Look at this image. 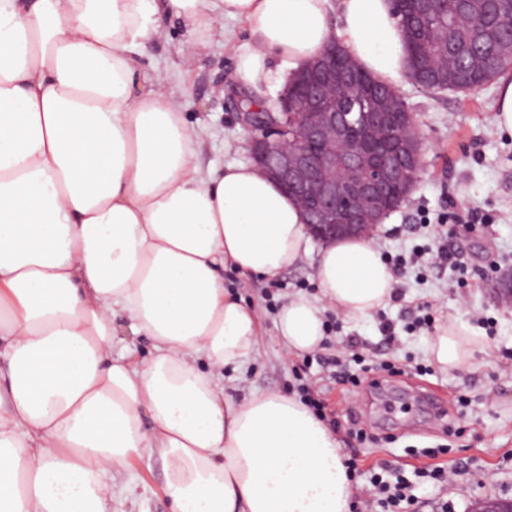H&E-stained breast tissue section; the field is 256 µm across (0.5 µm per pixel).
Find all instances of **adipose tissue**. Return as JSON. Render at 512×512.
<instances>
[{
  "instance_id": "adipose-tissue-1",
  "label": "adipose tissue",
  "mask_w": 512,
  "mask_h": 512,
  "mask_svg": "<svg viewBox=\"0 0 512 512\" xmlns=\"http://www.w3.org/2000/svg\"><path fill=\"white\" fill-rule=\"evenodd\" d=\"M245 24L253 89L332 39L385 84L407 73L393 0H0V512H112L114 474L158 455L171 512H351L339 436L301 401L226 395L259 353L258 313L225 269L275 277L314 256L317 295L275 330L325 341L327 310L370 316L395 274L371 239L313 248L299 202L250 163L202 169L203 129L166 78L140 72L160 16L196 38ZM153 342L116 356L117 321ZM485 340L441 326L429 352L465 365Z\"/></svg>"
}]
</instances>
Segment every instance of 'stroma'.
Here are the masks:
<instances>
[{
	"instance_id": "stroma-1",
	"label": "stroma",
	"mask_w": 512,
	"mask_h": 512,
	"mask_svg": "<svg viewBox=\"0 0 512 512\" xmlns=\"http://www.w3.org/2000/svg\"><path fill=\"white\" fill-rule=\"evenodd\" d=\"M217 25L226 38H214L186 70L182 55L191 35L179 20L162 17L161 36L143 60L145 72L166 77L188 119L203 126L199 162L206 168L247 161L239 120L244 103L257 95L275 104L280 90L274 83L256 92L241 83L236 51L249 43V33L230 19ZM497 88L492 82L469 94L434 93L408 79L397 86L423 135L424 167L408 198L377 226L372 240L385 256L427 248V261L395 268L402 295L380 313L348 320L327 311L334 330L321 349L325 357L358 353L371 379L381 375L379 359L405 365L384 395L359 387L343 390L319 365L307 369L302 356H283L275 308L289 295L316 294L313 257L272 280L224 272L226 287L257 309L262 327L259 355L247 363L239 381L227 385V393L239 399L255 390L274 391L297 398L306 388L312 397L325 399L335 411L344 453L356 464L360 488L385 461L407 475L429 463L464 464V473L447 485H415L411 512H468L478 497L512 498V306L493 297L497 277L512 272V131L494 120ZM464 207L479 215L466 230L451 220ZM442 246L455 253L454 261L436 258ZM428 312L439 326L455 320L467 324L487 339V351L458 369H440L428 351L430 333L410 328L413 316ZM384 321L395 329L389 344L380 329ZM418 391L446 399L443 419L430 417L414 398ZM355 419L367 441L350 436ZM115 480L135 487L118 512H170L160 459L136 458Z\"/></svg>"
}]
</instances>
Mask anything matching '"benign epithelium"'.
<instances>
[{"label":"benign epithelium","mask_w":512,"mask_h":512,"mask_svg":"<svg viewBox=\"0 0 512 512\" xmlns=\"http://www.w3.org/2000/svg\"><path fill=\"white\" fill-rule=\"evenodd\" d=\"M318 81L351 87L348 73L326 70ZM282 112L270 119L253 112L241 114L248 132L246 149L262 172L295 196L305 210L306 226L318 240L348 236L369 237L389 215L388 188L408 169H420L422 142L412 114H407L412 130L409 142L395 143L380 161L349 143L346 133L351 123L365 126L380 123L382 105L374 100L358 101V111L338 112L315 97L307 111L288 110V91L279 98ZM342 152L349 177L336 179L337 152ZM469 512H512V500L497 497L476 499Z\"/></svg>","instance_id":"benign-epithelium-1"}]
</instances>
